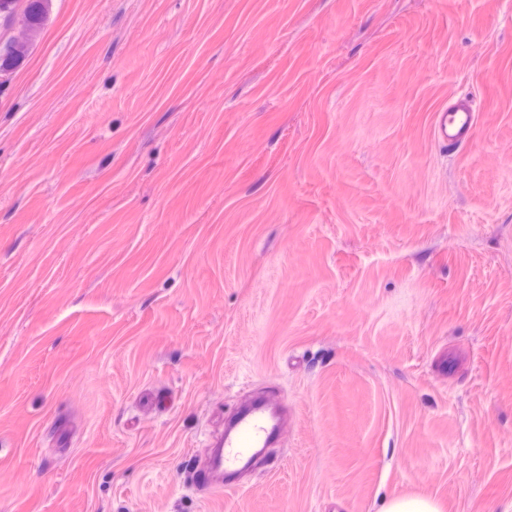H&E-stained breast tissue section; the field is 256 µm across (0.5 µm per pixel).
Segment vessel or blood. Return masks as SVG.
Returning <instances> with one entry per match:
<instances>
[{
  "mask_svg": "<svg viewBox=\"0 0 512 512\" xmlns=\"http://www.w3.org/2000/svg\"><path fill=\"white\" fill-rule=\"evenodd\" d=\"M476 110L469 97L458 96L435 114L433 134L438 142L460 147L471 139ZM283 426L282 413L273 401L238 411L211 445L206 460L195 469L196 480L206 487H227V479L247 467L258 449L267 447Z\"/></svg>",
  "mask_w": 512,
  "mask_h": 512,
  "instance_id": "b4317fda",
  "label": "vessel or blood"
}]
</instances>
